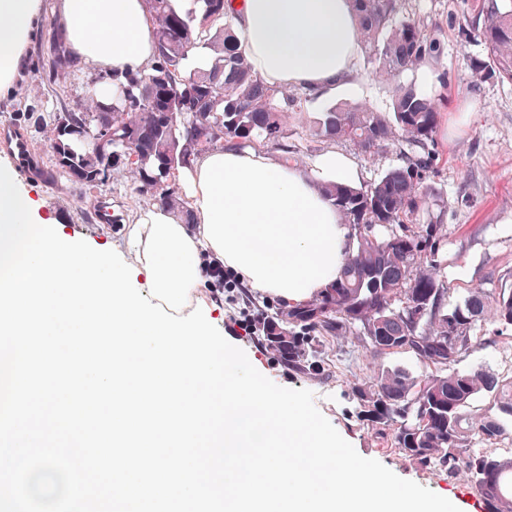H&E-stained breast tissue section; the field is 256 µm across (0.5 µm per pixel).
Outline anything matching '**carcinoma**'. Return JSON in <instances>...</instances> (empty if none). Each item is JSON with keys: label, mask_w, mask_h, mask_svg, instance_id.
<instances>
[{"label": "carcinoma", "mask_w": 512, "mask_h": 512, "mask_svg": "<svg viewBox=\"0 0 512 512\" xmlns=\"http://www.w3.org/2000/svg\"><path fill=\"white\" fill-rule=\"evenodd\" d=\"M154 22L156 59L151 72L124 80L107 75L108 101L94 95L66 102L55 116L62 125L55 145V182L72 178L82 191L108 181L125 167L126 153L147 143L145 160L130 170L141 191L172 211L187 214L176 178L195 154L215 147H258L295 160L280 101L288 94L269 89L239 47L227 23L224 0H192L173 19L169 0H146ZM361 30L360 47L376 77L396 84L389 112L369 106L332 105L321 112L315 136L345 141L367 155L388 145L414 148L404 164L364 187L335 183L325 191L356 241L343 271L308 303L286 308L258 304L241 292L255 335L288 371L308 378L332 375L325 358L330 342L354 335L375 358L408 354L423 367L380 368L358 379L353 390L356 422L382 448L418 471L439 470L455 478L467 474L488 512H512V454L498 453L512 419V372L494 374L460 364L512 327V289L495 296L500 327L476 335L490 294L474 287L460 303L451 301L443 270L448 261V229L434 219L423 223L429 205L423 186L436 164L430 150L438 128L440 100L397 84L402 74L441 45L415 18L399 17L396 0H353ZM460 39L484 46L479 72L512 83V0H487L458 30ZM199 45L212 55L207 69H190L188 49ZM70 63L61 42L42 65L45 81L66 78ZM173 94L171 117L158 123L149 100L160 88ZM478 395L488 398L483 421L467 426V410ZM483 447H475V443Z\"/></svg>", "instance_id": "obj_1"}]
</instances>
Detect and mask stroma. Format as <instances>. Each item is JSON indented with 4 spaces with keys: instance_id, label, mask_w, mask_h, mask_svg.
<instances>
[{
    "instance_id": "stroma-1",
    "label": "stroma",
    "mask_w": 512,
    "mask_h": 512,
    "mask_svg": "<svg viewBox=\"0 0 512 512\" xmlns=\"http://www.w3.org/2000/svg\"><path fill=\"white\" fill-rule=\"evenodd\" d=\"M479 0H398L400 12L424 25L428 35L440 42L442 52L433 61L434 79L426 81L421 70L403 74L401 84L426 96H444L434 150L437 164L428 173V211L448 226V285L454 301H461L472 287L497 290L512 288V83L479 78L472 71L482 58L480 43L461 41L464 26ZM53 34L49 15L38 17L32 29L30 50L24 64L25 76L10 91L0 93V124L14 123L17 114L31 112L37 122H24L32 146L45 169L55 166L49 134L53 115L61 104L83 92L89 75L71 66L65 82L50 85L40 69ZM391 93L380 84L367 61H360L351 86L333 95L336 104H366L377 111L391 108ZM480 104L478 111L465 109L467 101ZM323 106L304 102L288 108V128L296 146L298 162H306L324 148L310 130ZM20 189L35 203V214L51 219L72 240H85L93 248L122 247L135 214L146 208L149 195L139 192L125 169L114 170L104 185L87 189L88 201L111 208L112 224L86 220L80 211L72 184L20 181ZM204 313L232 345L242 349L251 364L275 384L290 389H307L319 411L341 432L363 457L379 461L396 475L414 481L448 498L460 512H487L466 477L448 479L446 474L415 470L399 456L390 454L352 417V387L370 370L385 366L405 367L413 373L422 368L408 355L392 354L372 359L355 336L342 337L327 350L330 363L339 364L340 378L309 379L288 372L256 337L238 324L244 305L233 292L204 291Z\"/></svg>"
}]
</instances>
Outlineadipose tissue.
Returning a JSON list of instances; mask_svg holds the SVG:
<instances>
[{
	"label": "adipose tissue",
	"instance_id": "1",
	"mask_svg": "<svg viewBox=\"0 0 512 512\" xmlns=\"http://www.w3.org/2000/svg\"><path fill=\"white\" fill-rule=\"evenodd\" d=\"M42 10L43 0H0V88L23 70ZM225 10L267 86L323 101L350 85L360 41L351 0H226ZM51 15L69 59L85 70L120 79L150 72L154 29L144 0H54ZM179 179L192 223L151 205L122 249L153 301L173 315L201 297L208 262L224 264L258 296L295 307L335 283L356 247L324 191L361 179L343 152L288 166L262 148H212Z\"/></svg>",
	"mask_w": 512,
	"mask_h": 512
}]
</instances>
